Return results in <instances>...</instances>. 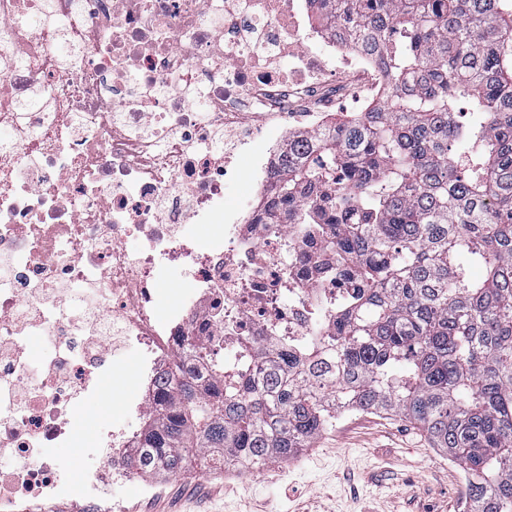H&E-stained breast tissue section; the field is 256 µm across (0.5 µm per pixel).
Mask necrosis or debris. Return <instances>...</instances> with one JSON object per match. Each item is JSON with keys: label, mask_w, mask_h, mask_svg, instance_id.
<instances>
[{"label": "necrosis or debris", "mask_w": 512, "mask_h": 512, "mask_svg": "<svg viewBox=\"0 0 512 512\" xmlns=\"http://www.w3.org/2000/svg\"><path fill=\"white\" fill-rule=\"evenodd\" d=\"M307 17L303 0H0V450L24 462L0 470V512H121L110 488L134 476L139 431L96 429L97 466L52 453L84 442L79 397L120 384L112 353L139 346L121 405L145 422L187 343L228 358L251 340L300 347L317 301L341 292L263 223L267 178L295 127L320 130L352 86L373 102L386 83ZM232 155L250 190L229 206ZM77 281L93 305L73 302ZM34 329L59 343L37 378Z\"/></svg>", "instance_id": "4bbe7bcc"}]
</instances>
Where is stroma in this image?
I'll return each instance as SVG.
<instances>
[{"label":"stroma","mask_w":512,"mask_h":512,"mask_svg":"<svg viewBox=\"0 0 512 512\" xmlns=\"http://www.w3.org/2000/svg\"><path fill=\"white\" fill-rule=\"evenodd\" d=\"M146 510L140 479L112 488L124 512H459L465 483L410 422L353 413L290 460L210 479L166 477Z\"/></svg>","instance_id":"obj_1"}]
</instances>
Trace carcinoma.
Instances as JSON below:
<instances>
[{"instance_id":"1","label":"carcinoma","mask_w":512,"mask_h":512,"mask_svg":"<svg viewBox=\"0 0 512 512\" xmlns=\"http://www.w3.org/2000/svg\"><path fill=\"white\" fill-rule=\"evenodd\" d=\"M322 32L374 56L387 92L288 141L263 223L319 243L311 341L256 342L203 394L159 383L136 471L264 466L345 411L415 424L466 478L462 512H512V0H307Z\"/></svg>"}]
</instances>
